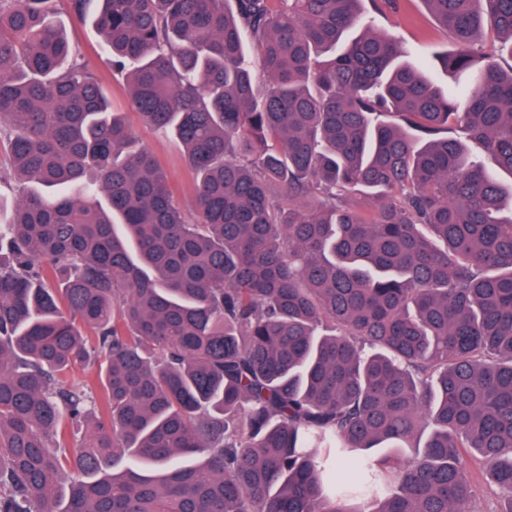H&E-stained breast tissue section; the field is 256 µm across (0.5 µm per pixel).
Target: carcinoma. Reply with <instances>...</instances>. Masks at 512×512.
Here are the masks:
<instances>
[{"instance_id": "cac0c4a2", "label": "carcinoma", "mask_w": 512, "mask_h": 512, "mask_svg": "<svg viewBox=\"0 0 512 512\" xmlns=\"http://www.w3.org/2000/svg\"><path fill=\"white\" fill-rule=\"evenodd\" d=\"M361 2L0 0V512H512V0ZM400 11L384 10L374 12L368 0L364 9L372 27L386 30L398 38L412 51L411 59L430 74L434 81L443 86H454V79L436 65L432 52L451 46L448 34L436 24L421 0H400ZM59 21L66 27L70 38L86 52L90 65L96 70L109 92L114 107L124 112H131L127 107L128 94L124 79L113 77L104 60L98 55L100 37L96 28L89 22L72 19L64 11L59 14ZM140 142L155 156L158 164L167 173L176 199L185 208L192 205L194 183L183 152L173 142L149 127L142 125L133 114H128ZM468 462L469 476L474 490L470 512H495L500 507L499 493L497 488L489 483L483 462L470 453Z\"/></svg>"}]
</instances>
